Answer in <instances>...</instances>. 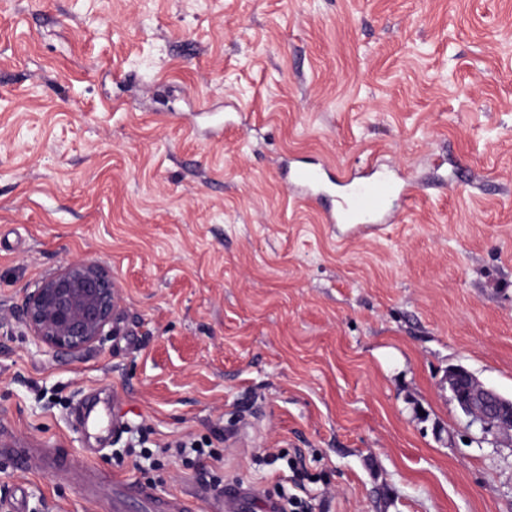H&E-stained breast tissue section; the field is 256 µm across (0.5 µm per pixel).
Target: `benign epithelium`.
Returning a JSON list of instances; mask_svg holds the SVG:
<instances>
[{
	"mask_svg": "<svg viewBox=\"0 0 512 512\" xmlns=\"http://www.w3.org/2000/svg\"><path fill=\"white\" fill-rule=\"evenodd\" d=\"M121 303L109 268L74 260L26 291L21 321L43 352L77 358L111 334ZM468 426L479 427L483 439L512 446V397L486 385L458 366L445 378Z\"/></svg>",
	"mask_w": 512,
	"mask_h": 512,
	"instance_id": "7a95c632",
	"label": "benign epithelium"
}]
</instances>
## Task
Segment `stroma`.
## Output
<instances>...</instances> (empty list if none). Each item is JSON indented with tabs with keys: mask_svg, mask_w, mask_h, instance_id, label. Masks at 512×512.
Listing matches in <instances>:
<instances>
[{
	"mask_svg": "<svg viewBox=\"0 0 512 512\" xmlns=\"http://www.w3.org/2000/svg\"><path fill=\"white\" fill-rule=\"evenodd\" d=\"M286 157L418 195L345 242ZM76 259L121 310L57 359L16 317ZM458 365L512 396V0H0V503L112 512L28 467L88 448L125 512L227 484L253 512H512ZM178 439L223 463L148 458Z\"/></svg>",
	"mask_w": 512,
	"mask_h": 512,
	"instance_id": "stroma-1",
	"label": "stroma"
}]
</instances>
